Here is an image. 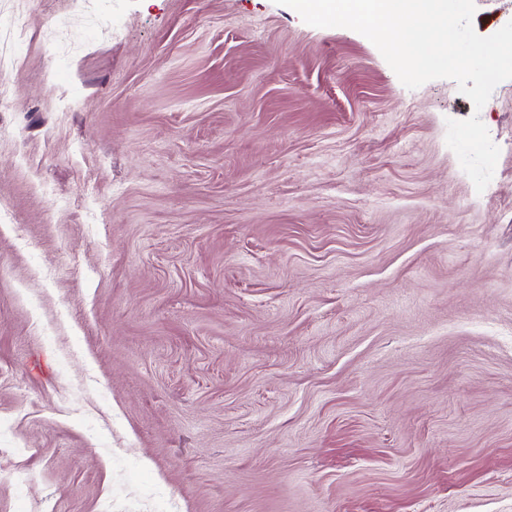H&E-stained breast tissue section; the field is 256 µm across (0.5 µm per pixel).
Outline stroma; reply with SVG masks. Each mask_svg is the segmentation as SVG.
<instances>
[{
	"instance_id": "obj_1",
	"label": "stroma",
	"mask_w": 512,
	"mask_h": 512,
	"mask_svg": "<svg viewBox=\"0 0 512 512\" xmlns=\"http://www.w3.org/2000/svg\"><path fill=\"white\" fill-rule=\"evenodd\" d=\"M15 8L0 512H512V80L273 0H96L72 54Z\"/></svg>"
}]
</instances>
